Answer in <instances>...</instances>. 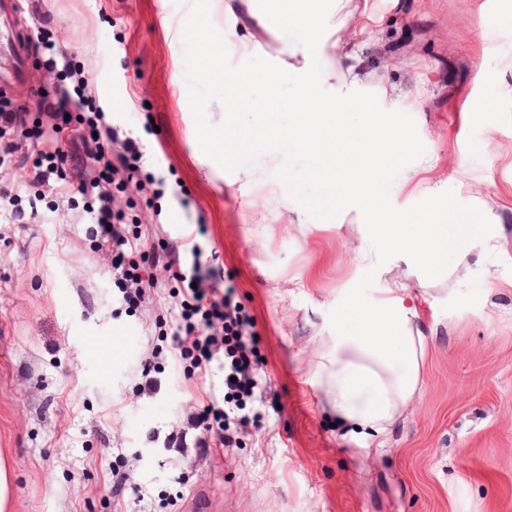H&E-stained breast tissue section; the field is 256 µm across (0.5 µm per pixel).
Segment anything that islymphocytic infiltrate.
Returning <instances> with one entry per match:
<instances>
[{
    "label": "lymphocytic infiltrate",
    "mask_w": 512,
    "mask_h": 512,
    "mask_svg": "<svg viewBox=\"0 0 512 512\" xmlns=\"http://www.w3.org/2000/svg\"><path fill=\"white\" fill-rule=\"evenodd\" d=\"M85 162L93 172L90 180L79 184L58 183L61 197L80 194L88 199L86 212L91 223L97 224L101 242L112 251L115 284L123 302L131 308L141 305L155 284L151 277L142 276L131 255L135 247L130 239L122 212L112 207L113 189H127L125 173L142 155L132 141H124L120 156H113L115 141L111 127L105 124L102 113L83 116L78 122ZM38 159L29 177L0 184V202H11L32 186L49 181L71 161L58 137L41 125L24 128ZM191 264H182L179 254L161 252L173 280L178 284L169 294L170 310L175 324L171 332L172 369L191 364L194 372L207 374L212 364L223 370L224 395L210 400L196 416L204 436L196 445L203 450L234 448L239 444L243 428L261 429L257 406L263 405L270 379L267 364L260 354V338L255 324L235 299L234 285L220 284L204 273L198 247H191Z\"/></svg>",
    "instance_id": "obj_1"
}]
</instances>
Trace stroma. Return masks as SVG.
<instances>
[{
  "mask_svg": "<svg viewBox=\"0 0 512 512\" xmlns=\"http://www.w3.org/2000/svg\"><path fill=\"white\" fill-rule=\"evenodd\" d=\"M0 25L35 52L65 51L89 81L86 111L103 110L120 142L142 153L138 180L112 206L136 235V259L156 288L128 309L95 225L78 222L86 199L36 186L15 223H0V452L12 512H512V0H349L325 17L319 42L336 55L347 13L378 19L356 63L375 73L342 117L365 137L363 107L387 113L405 153L385 172L390 210L417 215L445 201L487 227L424 274L397 256L362 258L357 206L324 220L299 203L319 190L310 152L270 163L260 154L223 164L198 138L209 123L239 132L215 103L223 87L195 81L200 52L186 0H14ZM232 32L226 74L246 73L254 96L283 48V31L210 8ZM48 69L36 91L13 86L11 108L49 121L57 108ZM470 101L486 111L466 112ZM201 261L236 287L256 323L271 376L262 431L239 447L201 453L192 420L206 401L196 380L168 366L171 273L157 263L188 229ZM403 288L431 338L424 384L385 437L357 448L332 426L312 372L322 337L351 297ZM119 336L110 361L89 352ZM153 357L150 375L141 362ZM131 470L124 487L115 471Z\"/></svg>",
  "mask_w": 512,
  "mask_h": 512,
  "instance_id": "1",
  "label": "stroma"
}]
</instances>
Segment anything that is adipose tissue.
<instances>
[{
    "label": "adipose tissue",
    "mask_w": 512,
    "mask_h": 512,
    "mask_svg": "<svg viewBox=\"0 0 512 512\" xmlns=\"http://www.w3.org/2000/svg\"><path fill=\"white\" fill-rule=\"evenodd\" d=\"M192 2V32L202 47L197 81L205 86L223 85L225 103L236 109L253 105L261 112H277L282 106L278 97L252 103L247 75L225 77L209 51L220 36L209 28L205 0ZM335 4L336 0H268V16L293 36L267 73L269 84H277L285 73L297 87L291 105L296 116L293 126L282 130L272 122L245 124L236 141L228 145L222 132L206 124L200 139L227 163L236 154L261 145L282 155L295 150L318 153L322 159L316 174L320 190L305 199V207L327 217L357 204L368 219L366 239L376 255L405 253L420 268L435 270L441 257L458 250L461 240L470 235L474 220L445 204L433 205L436 219L432 222L422 215L411 218L389 212L384 175L404 151L403 136L391 123L372 117L367 124L369 143L356 152L342 128L326 121L327 113L345 111L359 102L362 85L353 67H342L316 51L321 22ZM427 344L417 312L406 306L402 293L384 288L375 299H354L340 312L335 335L322 339L313 370L322 405L349 426L355 440L364 442L388 433L423 384Z\"/></svg>",
    "instance_id": "1"
}]
</instances>
